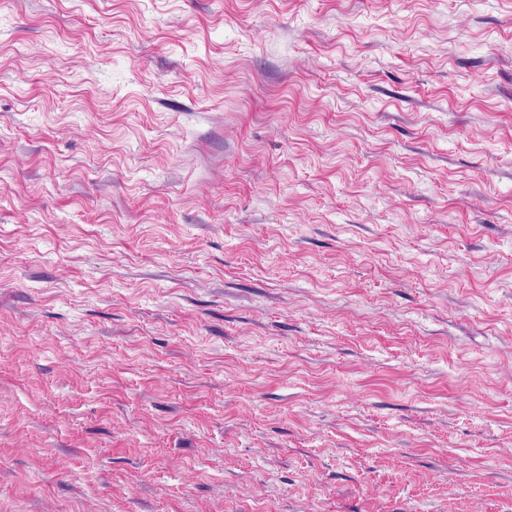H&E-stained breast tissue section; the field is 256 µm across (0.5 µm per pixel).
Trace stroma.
I'll use <instances>...</instances> for the list:
<instances>
[{"label":"stroma","instance_id":"stroma-1","mask_svg":"<svg viewBox=\"0 0 512 512\" xmlns=\"http://www.w3.org/2000/svg\"><path fill=\"white\" fill-rule=\"evenodd\" d=\"M0 512H512V0H0Z\"/></svg>","mask_w":512,"mask_h":512}]
</instances>
